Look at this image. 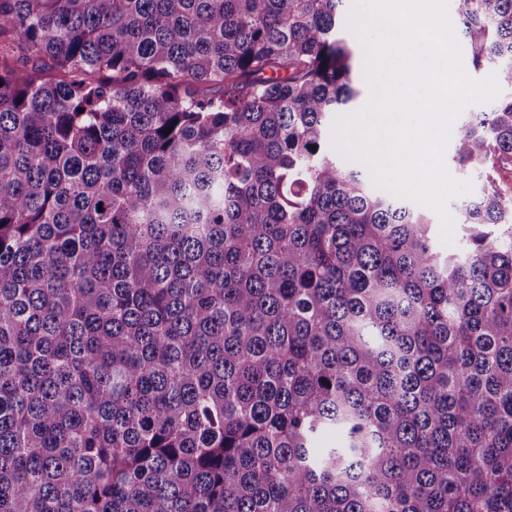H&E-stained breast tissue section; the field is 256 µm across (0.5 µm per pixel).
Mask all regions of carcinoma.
Masks as SVG:
<instances>
[{
	"label": "carcinoma",
	"instance_id": "obj_1",
	"mask_svg": "<svg viewBox=\"0 0 512 512\" xmlns=\"http://www.w3.org/2000/svg\"><path fill=\"white\" fill-rule=\"evenodd\" d=\"M344 2L0 0V512H512V0L463 257L322 147Z\"/></svg>",
	"mask_w": 512,
	"mask_h": 512
}]
</instances>
